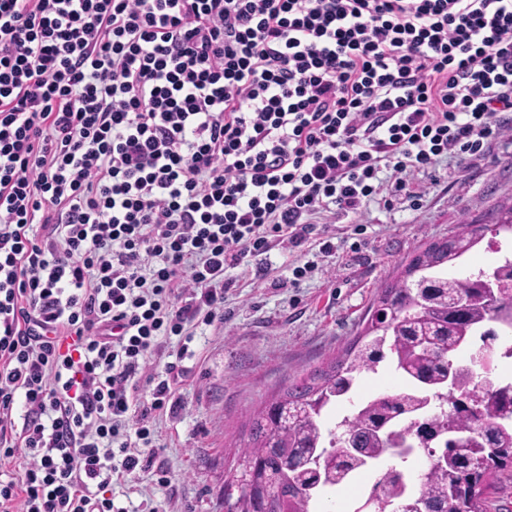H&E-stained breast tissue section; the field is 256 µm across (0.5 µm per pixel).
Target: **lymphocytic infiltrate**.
Instances as JSON below:
<instances>
[{
  "instance_id": "1",
  "label": "lymphocytic infiltrate",
  "mask_w": 512,
  "mask_h": 512,
  "mask_svg": "<svg viewBox=\"0 0 512 512\" xmlns=\"http://www.w3.org/2000/svg\"><path fill=\"white\" fill-rule=\"evenodd\" d=\"M508 112L512 0H0V512H127L226 270Z\"/></svg>"
}]
</instances>
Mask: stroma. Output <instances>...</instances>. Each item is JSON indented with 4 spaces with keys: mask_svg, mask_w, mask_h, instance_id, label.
Segmentation results:
<instances>
[{
    "mask_svg": "<svg viewBox=\"0 0 512 512\" xmlns=\"http://www.w3.org/2000/svg\"><path fill=\"white\" fill-rule=\"evenodd\" d=\"M419 205L375 197L360 216H341L327 228L336 252L292 285V269L313 259L308 247L274 248L250 266L227 270L233 286L224 320L199 325L183 352L188 376L173 412L158 422L153 472L112 488L128 512H221V494L236 475L239 440L253 411L284 382L341 354L361 330L376 290L398 277L409 256L447 237L469 218L495 223L512 207V135L466 161L442 159L432 175L418 176ZM364 232L352 249L355 225Z\"/></svg>",
    "mask_w": 512,
    "mask_h": 512,
    "instance_id": "35a3bbf8",
    "label": "stroma"
}]
</instances>
